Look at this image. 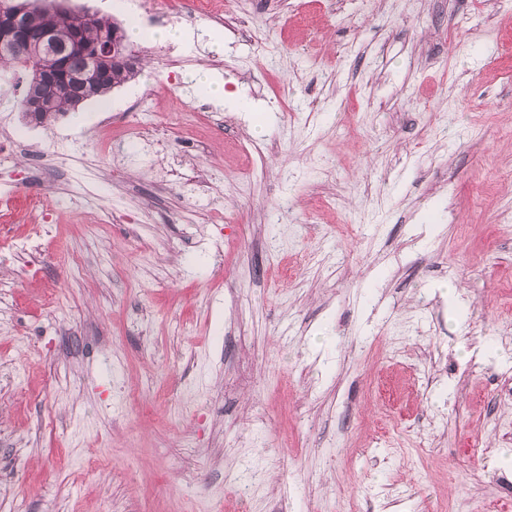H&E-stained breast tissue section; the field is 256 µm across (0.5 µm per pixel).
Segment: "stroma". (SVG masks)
Masks as SVG:
<instances>
[{"mask_svg":"<svg viewBox=\"0 0 512 512\" xmlns=\"http://www.w3.org/2000/svg\"><path fill=\"white\" fill-rule=\"evenodd\" d=\"M190 2L70 0L194 44L51 126L0 77V512L512 497V0Z\"/></svg>","mask_w":512,"mask_h":512,"instance_id":"1","label":"stroma"}]
</instances>
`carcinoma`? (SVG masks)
Segmentation results:
<instances>
[{"instance_id":"1","label":"carcinoma","mask_w":512,"mask_h":512,"mask_svg":"<svg viewBox=\"0 0 512 512\" xmlns=\"http://www.w3.org/2000/svg\"><path fill=\"white\" fill-rule=\"evenodd\" d=\"M56 27H66L71 32L72 48L65 58V66L71 72L84 69L89 55V45L114 35L124 36L122 27L116 21H110L97 13L71 11L61 5V0H43L42 4L33 5L28 14L26 40L33 42L45 30ZM5 65H12L25 71L37 66L47 67L46 63L34 60L20 50L0 54V66ZM136 73L135 68L107 67L93 87V97L110 93L112 89L129 82ZM72 108L73 90L60 83L51 96L50 104L36 116V121L39 124L51 122Z\"/></svg>"}]
</instances>
